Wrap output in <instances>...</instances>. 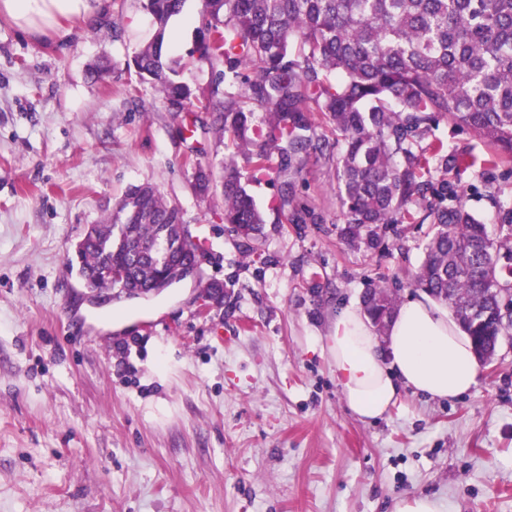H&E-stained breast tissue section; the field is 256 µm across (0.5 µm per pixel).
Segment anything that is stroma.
Masks as SVG:
<instances>
[{"mask_svg":"<svg viewBox=\"0 0 512 512\" xmlns=\"http://www.w3.org/2000/svg\"><path fill=\"white\" fill-rule=\"evenodd\" d=\"M202 0H185L165 52L208 91L196 53ZM154 32L142 0H109L63 43L0 18V512H512V338L476 386L448 399L402 390L380 418L346 406L325 344L338 310L413 284L430 227L397 224L374 250L340 238L335 148L253 178L232 144L183 131L191 115L137 84L128 61ZM107 57L110 73L92 79ZM234 164L263 212L259 240L224 226ZM216 180L192 187L197 166ZM497 229L512 168L434 170ZM150 183L183 213L199 273L148 300L95 305L75 248L105 206ZM224 287L222 304L203 286Z\"/></svg>","mask_w":512,"mask_h":512,"instance_id":"stroma-1","label":"stroma"}]
</instances>
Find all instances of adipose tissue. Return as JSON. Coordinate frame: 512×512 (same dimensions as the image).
Here are the masks:
<instances>
[{"mask_svg": "<svg viewBox=\"0 0 512 512\" xmlns=\"http://www.w3.org/2000/svg\"><path fill=\"white\" fill-rule=\"evenodd\" d=\"M105 7L106 0H0V15L25 33L62 42L75 24L93 26ZM327 351L348 408L362 419L383 416L400 388L448 399L474 387L480 372L470 337L424 295L403 303L382 336L361 309H342Z\"/></svg>", "mask_w": 512, "mask_h": 512, "instance_id": "1", "label": "adipose tissue"}]
</instances>
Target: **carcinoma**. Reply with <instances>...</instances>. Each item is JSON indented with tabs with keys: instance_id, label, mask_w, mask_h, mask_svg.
Masks as SVG:
<instances>
[{
	"instance_id": "cac0c4a2",
	"label": "carcinoma",
	"mask_w": 512,
	"mask_h": 512,
	"mask_svg": "<svg viewBox=\"0 0 512 512\" xmlns=\"http://www.w3.org/2000/svg\"><path fill=\"white\" fill-rule=\"evenodd\" d=\"M181 5L144 0L155 32L132 57L138 80L162 92L174 112L216 100L204 106L215 144L230 137L253 172L264 171L277 151L283 212L297 208L288 172L336 144L344 243L375 249L391 224H431L414 285L448 302L480 346L511 337L512 322L488 289L507 279L503 266L512 264V207L498 206L507 233L493 237L462 195L425 173L512 164V0H203L197 52L215 68V80L199 96L163 53ZM442 120L481 139L487 155L449 152L441 142L421 146ZM211 182V171L197 167L194 189L205 196ZM222 188L224 223L243 239L257 238L263 214L231 166ZM181 223L179 207L156 187H131L84 236L81 279L109 291L117 285L110 268H123L132 287H147ZM375 296L392 318L393 292L374 287L363 300Z\"/></svg>"
}]
</instances>
